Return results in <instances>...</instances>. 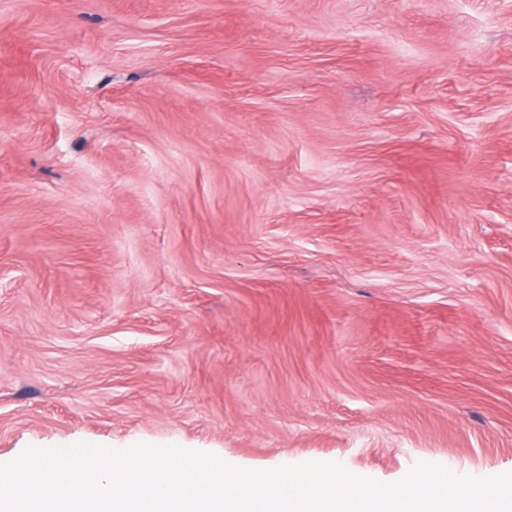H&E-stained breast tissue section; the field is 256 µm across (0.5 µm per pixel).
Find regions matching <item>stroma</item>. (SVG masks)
Listing matches in <instances>:
<instances>
[{
    "label": "stroma",
    "mask_w": 512,
    "mask_h": 512,
    "mask_svg": "<svg viewBox=\"0 0 512 512\" xmlns=\"http://www.w3.org/2000/svg\"><path fill=\"white\" fill-rule=\"evenodd\" d=\"M0 464L512 472V0H0Z\"/></svg>",
    "instance_id": "obj_1"
}]
</instances>
